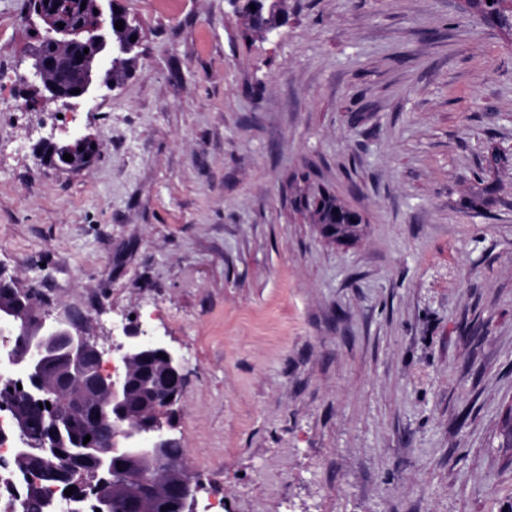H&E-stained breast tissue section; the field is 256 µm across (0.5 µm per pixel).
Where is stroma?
<instances>
[{"label": "stroma", "mask_w": 512, "mask_h": 512, "mask_svg": "<svg viewBox=\"0 0 512 512\" xmlns=\"http://www.w3.org/2000/svg\"><path fill=\"white\" fill-rule=\"evenodd\" d=\"M121 3L140 57L61 127L0 0V268L182 357L196 512H512V34L464 0H286L277 41ZM71 129L90 167L36 160ZM317 186L351 244L293 210Z\"/></svg>", "instance_id": "obj_1"}]
</instances>
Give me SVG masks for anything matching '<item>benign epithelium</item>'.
I'll return each instance as SVG.
<instances>
[{
  "label": "benign epithelium",
  "instance_id": "1",
  "mask_svg": "<svg viewBox=\"0 0 512 512\" xmlns=\"http://www.w3.org/2000/svg\"><path fill=\"white\" fill-rule=\"evenodd\" d=\"M72 9L71 0H38L28 11L27 22L38 27L39 39L52 46L47 55L31 56L32 81L42 83L46 91L43 106L95 97V72L110 75L112 67L139 46L112 36V26L119 20L116 3L105 8L97 0L93 9H81L82 18L75 24L65 19ZM60 23L64 28L58 27ZM74 89L79 93H72ZM93 144L88 134H71L63 152L73 160L57 161L55 166L72 173L83 170L97 158ZM0 288L8 299L0 305V337H14L13 346L0 349V368H6L0 373V410L9 413L19 437L15 459L52 458L64 448L70 455L91 453L108 480L81 485L70 501L112 512L115 492L137 482L145 491L159 490L176 500L180 512H193L199 479L184 462L164 465L165 451L177 444L169 431L179 414L181 357L139 327H129L126 341L116 348L125 370L108 375L100 351L83 331L82 319L52 321L40 304L15 289L13 281L1 276ZM138 380L151 390L152 401L136 413L130 399ZM46 402L51 408L39 407ZM34 417L46 425L38 441L29 433ZM85 417L94 423L92 443L64 435L66 423Z\"/></svg>",
  "mask_w": 512,
  "mask_h": 512
}]
</instances>
